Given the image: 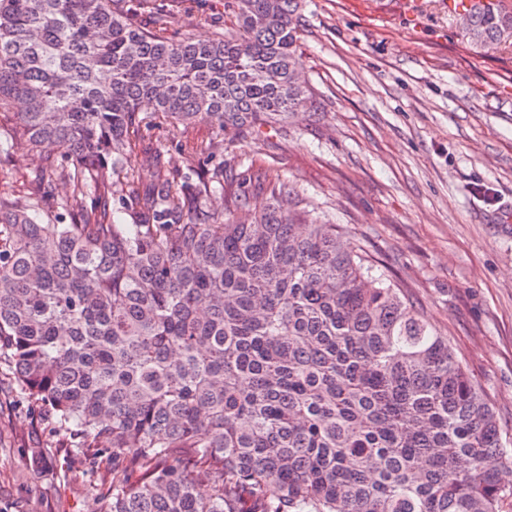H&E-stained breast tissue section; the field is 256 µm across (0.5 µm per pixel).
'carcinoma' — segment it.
Instances as JSON below:
<instances>
[{
    "label": "carcinoma",
    "mask_w": 512,
    "mask_h": 512,
    "mask_svg": "<svg viewBox=\"0 0 512 512\" xmlns=\"http://www.w3.org/2000/svg\"><path fill=\"white\" fill-rule=\"evenodd\" d=\"M195 2L0 0V157L39 163L30 193L0 195L20 394L91 460L132 463L95 512H506L512 438L408 290L262 167L246 191L193 181L229 148L197 124L317 105L304 0H224L221 22ZM465 20L477 47L512 41L509 0ZM185 23L213 35L173 39Z\"/></svg>",
    "instance_id": "1"
}]
</instances>
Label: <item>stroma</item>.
Segmentation results:
<instances>
[{
    "instance_id": "1",
    "label": "stroma",
    "mask_w": 512,
    "mask_h": 512,
    "mask_svg": "<svg viewBox=\"0 0 512 512\" xmlns=\"http://www.w3.org/2000/svg\"><path fill=\"white\" fill-rule=\"evenodd\" d=\"M299 63L317 112L199 164L293 183L318 221L408 283L512 434V44L472 47L447 0H306ZM44 449L46 463L31 455ZM85 465L0 362V512H90Z\"/></svg>"
}]
</instances>
